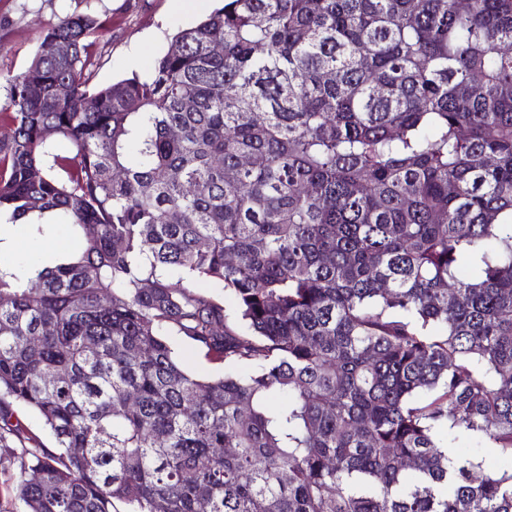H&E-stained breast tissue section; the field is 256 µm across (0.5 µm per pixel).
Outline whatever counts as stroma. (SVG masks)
Instances as JSON below:
<instances>
[{
	"mask_svg": "<svg viewBox=\"0 0 512 512\" xmlns=\"http://www.w3.org/2000/svg\"><path fill=\"white\" fill-rule=\"evenodd\" d=\"M217 6L196 0L191 11L178 10L174 0H0V104L10 97L11 80L30 65L49 24L71 14L93 13L104 24L91 37L97 59L92 82L105 85L132 73L150 72L172 35L195 26ZM14 256L45 261L60 248L74 245L68 226H55L39 240L27 225L14 227ZM25 452L15 437L0 444V512H23L13 487Z\"/></svg>",
	"mask_w": 512,
	"mask_h": 512,
	"instance_id": "35a3bbf8",
	"label": "stroma"
}]
</instances>
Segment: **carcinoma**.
<instances>
[{
	"instance_id": "cac0c4a2",
	"label": "carcinoma",
	"mask_w": 512,
	"mask_h": 512,
	"mask_svg": "<svg viewBox=\"0 0 512 512\" xmlns=\"http://www.w3.org/2000/svg\"><path fill=\"white\" fill-rule=\"evenodd\" d=\"M100 24L0 106V220L78 241L0 256V430L61 448L26 512H512L446 454L512 460V0H224L92 87ZM165 338L173 348L182 367L188 372L208 377L219 376L224 372V364L210 361L205 357L204 352L197 349L183 336L170 335ZM14 417L22 424L30 437L44 448L55 450V440L50 430L45 426L43 419L34 410L20 404H13ZM462 447L454 448L457 453L460 454H471L478 453L480 460L482 459L483 471H477L475 474L476 477L481 476L483 473L487 472H496L501 470L504 467L503 461L489 448H468L466 445H461Z\"/></svg>"
}]
</instances>
